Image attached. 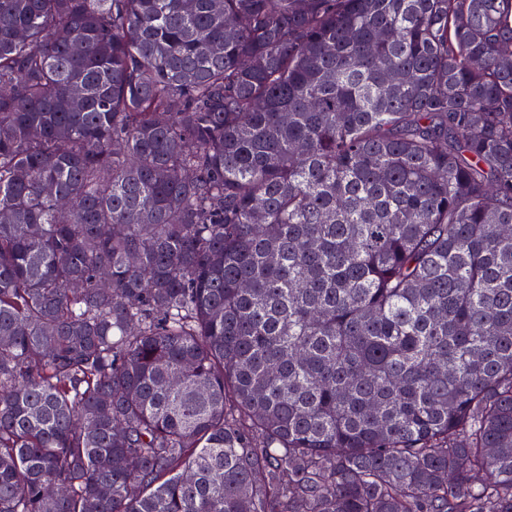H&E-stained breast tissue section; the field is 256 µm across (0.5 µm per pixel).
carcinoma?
I'll return each mask as SVG.
<instances>
[{
  "label": "carcinoma",
  "instance_id": "obj_1",
  "mask_svg": "<svg viewBox=\"0 0 512 512\" xmlns=\"http://www.w3.org/2000/svg\"><path fill=\"white\" fill-rule=\"evenodd\" d=\"M511 50L512 0H0V512H512Z\"/></svg>",
  "mask_w": 512,
  "mask_h": 512
}]
</instances>
